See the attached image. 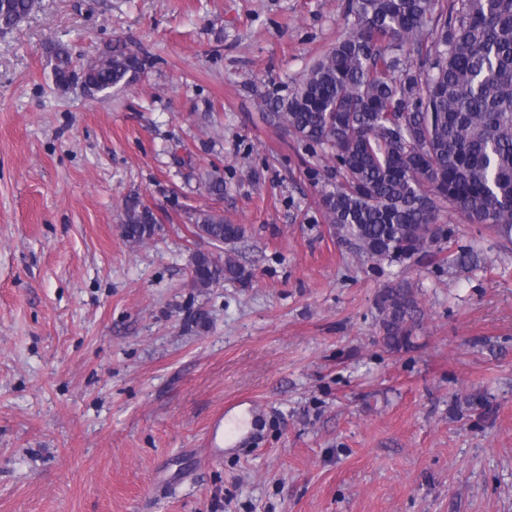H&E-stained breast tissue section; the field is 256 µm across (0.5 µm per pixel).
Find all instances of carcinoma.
I'll return each mask as SVG.
<instances>
[{
    "label": "carcinoma",
    "mask_w": 512,
    "mask_h": 512,
    "mask_svg": "<svg viewBox=\"0 0 512 512\" xmlns=\"http://www.w3.org/2000/svg\"><path fill=\"white\" fill-rule=\"evenodd\" d=\"M39 7L0 0V30ZM348 12L349 32L271 114L298 139L332 150L341 181L322 194L325 218L376 261L430 259L446 209L512 243V0H350ZM413 56L424 68L412 69ZM49 64L58 89L79 85L91 96L129 85L144 66L127 47L78 60L60 44ZM190 221L214 243L244 234L213 209ZM155 226L150 208L129 195L126 240L141 243ZM191 267L205 288L245 279L230 257L196 253ZM377 306L384 345L409 347L418 312L411 288L383 289Z\"/></svg>",
    "instance_id": "1"
}]
</instances>
